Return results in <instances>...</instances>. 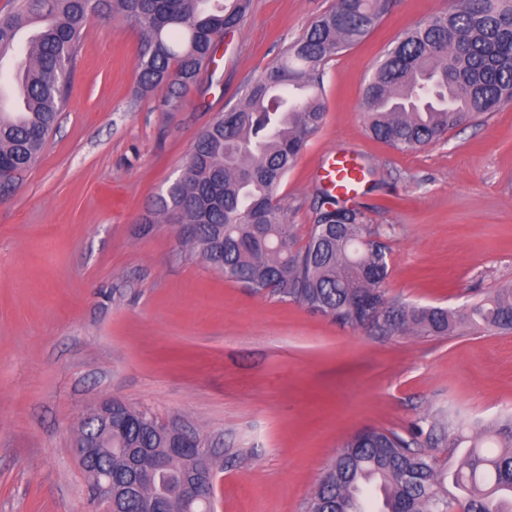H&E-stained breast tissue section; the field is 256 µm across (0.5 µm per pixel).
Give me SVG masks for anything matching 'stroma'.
Here are the masks:
<instances>
[{
  "mask_svg": "<svg viewBox=\"0 0 512 512\" xmlns=\"http://www.w3.org/2000/svg\"><path fill=\"white\" fill-rule=\"evenodd\" d=\"M334 0H251L174 107L138 86L133 19L91 17L67 103L36 161L0 185V512H87L72 453L89 410L143 407L198 436L215 512H306L343 443L421 418L512 415V332L380 336L256 294L143 230L199 135ZM451 0H393L325 66L327 112L278 190L306 234L331 155L367 172L355 201L389 232L390 297L459 308L512 283V109L399 151L365 128L391 44Z\"/></svg>",
  "mask_w": 512,
  "mask_h": 512,
  "instance_id": "stroma-1",
  "label": "stroma"
}]
</instances>
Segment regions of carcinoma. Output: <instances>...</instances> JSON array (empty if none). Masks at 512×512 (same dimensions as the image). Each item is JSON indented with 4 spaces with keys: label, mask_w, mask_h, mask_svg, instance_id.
Here are the masks:
<instances>
[{
    "label": "carcinoma",
    "mask_w": 512,
    "mask_h": 512,
    "mask_svg": "<svg viewBox=\"0 0 512 512\" xmlns=\"http://www.w3.org/2000/svg\"><path fill=\"white\" fill-rule=\"evenodd\" d=\"M248 0H13L0 15V57L21 75V103L0 107V178L9 181L41 153L66 102L90 16L134 18L141 29L142 87L169 84L181 98L214 62L218 39L239 27ZM390 0H337L291 42L263 77L242 90L239 105L200 135L186 165L150 209L144 224L163 216L192 224L190 251L224 277L254 293L271 292L349 327L382 336L444 338L461 329L512 331V285L461 310L417 306L388 296L390 247L359 205L317 192L314 224L298 243L288 210L276 200L284 177L323 125L324 65L362 42ZM35 32L29 43L21 41ZM363 121L371 135L413 150L492 112L512 108V0H452L388 49L364 91ZM166 424L147 410L112 401V437L99 417L81 420L77 436L100 446L99 471L112 485L129 484L127 451L146 448L141 465L166 457L163 469L139 483L122 512H144L164 497L168 512H212L213 501L188 506L180 494L190 455H170ZM411 438L367 429L347 439L320 480L308 512H368L361 493L375 485L379 512H512V417L467 436L437 420L413 426ZM464 448L460 469L446 475L430 454Z\"/></svg>",
    "instance_id": "carcinoma-1"
}]
</instances>
